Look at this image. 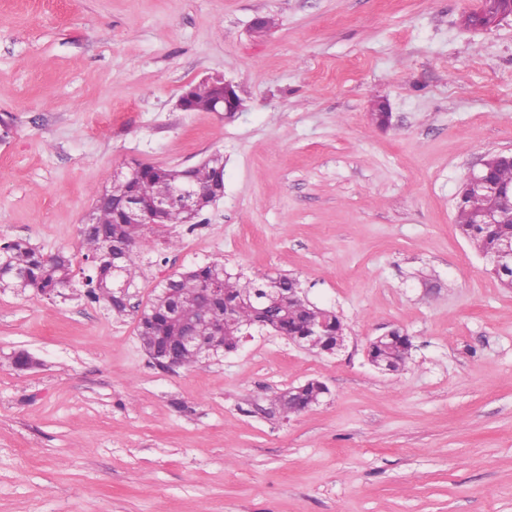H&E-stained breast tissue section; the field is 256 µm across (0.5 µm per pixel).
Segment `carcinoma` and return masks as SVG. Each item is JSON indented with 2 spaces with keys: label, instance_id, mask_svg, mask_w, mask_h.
Returning a JSON list of instances; mask_svg holds the SVG:
<instances>
[{
  "label": "carcinoma",
  "instance_id": "carcinoma-1",
  "mask_svg": "<svg viewBox=\"0 0 512 512\" xmlns=\"http://www.w3.org/2000/svg\"><path fill=\"white\" fill-rule=\"evenodd\" d=\"M214 89L208 83L194 86V111L208 112ZM215 161L208 160L189 169H169L146 166L135 176L113 183L98 197L93 217L82 224V245L85 259L93 265V276L87 279L88 296L103 300L112 311L121 314L126 305L116 285L132 284L138 276L137 244L148 225L127 216V202L138 198L146 203L191 183L212 190ZM491 197L468 192L459 193L457 226L484 257L492 261L503 244L512 239L511 224H480L478 216L489 209ZM189 215L177 206L168 207L160 223L185 224ZM73 258L58 252L45 254L21 239L0 241V287L31 289L45 296H61L74 287ZM224 289V300L212 297L208 289L213 284ZM299 280L290 275L250 279L227 271L224 264L212 262L176 272L156 287L148 305L141 312L138 336L148 355H153L156 341L177 353L178 366L197 365L201 356L192 347L182 346L183 328H199L206 321L223 325L224 334L218 338L217 353L237 350L243 336L253 329H267L298 340L311 336L322 325L321 341L315 350L333 354L336 337L345 335L340 317L333 311L309 304L302 298ZM411 341L399 329L391 337L373 341L368 348L371 359L399 372L410 359ZM328 393L327 386L317 380L292 387L271 400V412L286 419L319 402Z\"/></svg>",
  "mask_w": 512,
  "mask_h": 512
}]
</instances>
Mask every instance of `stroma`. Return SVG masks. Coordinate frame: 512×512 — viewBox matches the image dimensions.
Returning a JSON list of instances; mask_svg holds the SVG:
<instances>
[{
  "label": "stroma",
  "mask_w": 512,
  "mask_h": 512,
  "mask_svg": "<svg viewBox=\"0 0 512 512\" xmlns=\"http://www.w3.org/2000/svg\"><path fill=\"white\" fill-rule=\"evenodd\" d=\"M482 7L0 0V240L84 269L112 172L224 157L195 225L144 232L124 315L79 285L0 288V512H512V288L456 226L471 166L512 151V16L474 25ZM214 76L241 110L182 111ZM216 261L298 278L345 350L257 332L155 365L138 336L155 286ZM393 328L411 360L385 374L367 348ZM312 379L318 405L251 412Z\"/></svg>",
  "instance_id": "35a3bbf8"
}]
</instances>
